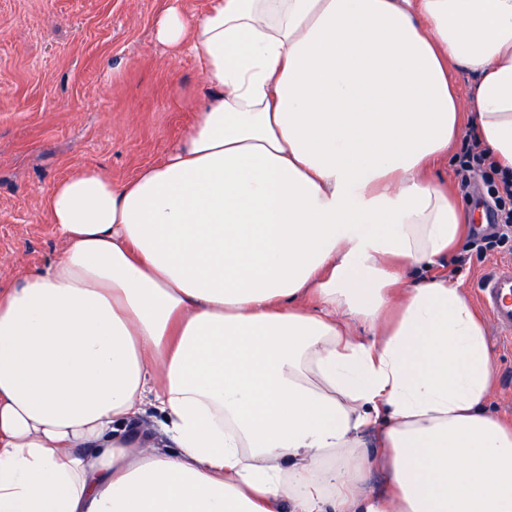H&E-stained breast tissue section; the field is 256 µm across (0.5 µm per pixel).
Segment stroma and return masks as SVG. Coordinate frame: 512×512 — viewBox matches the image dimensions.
Listing matches in <instances>:
<instances>
[{
  "mask_svg": "<svg viewBox=\"0 0 512 512\" xmlns=\"http://www.w3.org/2000/svg\"><path fill=\"white\" fill-rule=\"evenodd\" d=\"M165 0H0V285L55 257L63 242L44 201L81 167L116 180L163 159L206 98L197 58L157 42ZM433 266L466 295L512 255ZM494 389L485 410L512 423V336L486 323Z\"/></svg>",
  "mask_w": 512,
  "mask_h": 512,
  "instance_id": "stroma-1",
  "label": "stroma"
}]
</instances>
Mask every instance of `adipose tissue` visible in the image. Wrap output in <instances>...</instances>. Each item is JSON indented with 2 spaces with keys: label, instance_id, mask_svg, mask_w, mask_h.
Wrapping results in <instances>:
<instances>
[{
  "label": "adipose tissue",
  "instance_id": "ef3b65f1",
  "mask_svg": "<svg viewBox=\"0 0 512 512\" xmlns=\"http://www.w3.org/2000/svg\"><path fill=\"white\" fill-rule=\"evenodd\" d=\"M155 37L213 92L134 178L58 182L63 250L0 287V512H512L483 321L405 284L466 231L463 119L512 172V0H167Z\"/></svg>",
  "mask_w": 512,
  "mask_h": 512
}]
</instances>
